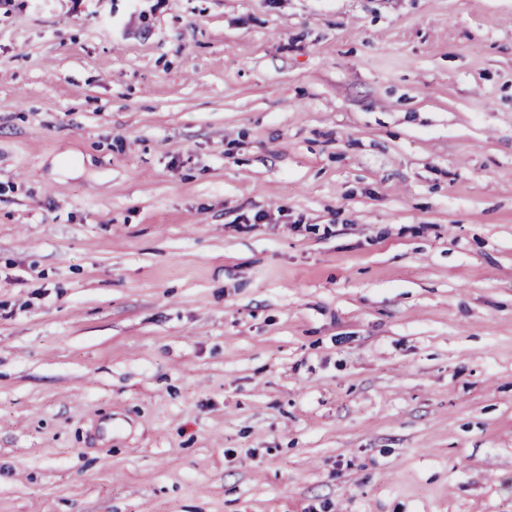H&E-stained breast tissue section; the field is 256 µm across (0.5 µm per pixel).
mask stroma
<instances>
[{"label":"stroma","instance_id":"obj_1","mask_svg":"<svg viewBox=\"0 0 512 512\" xmlns=\"http://www.w3.org/2000/svg\"><path fill=\"white\" fill-rule=\"evenodd\" d=\"M0 512H512V0H0Z\"/></svg>","mask_w":512,"mask_h":512}]
</instances>
